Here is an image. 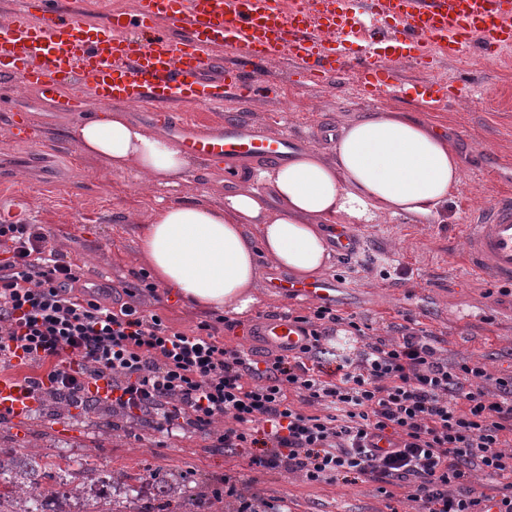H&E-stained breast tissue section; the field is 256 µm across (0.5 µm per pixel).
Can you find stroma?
Returning a JSON list of instances; mask_svg holds the SVG:
<instances>
[{
    "label": "stroma",
    "mask_w": 512,
    "mask_h": 512,
    "mask_svg": "<svg viewBox=\"0 0 512 512\" xmlns=\"http://www.w3.org/2000/svg\"><path fill=\"white\" fill-rule=\"evenodd\" d=\"M424 51L433 58L430 68L399 63L398 91L377 98L365 96L354 75L333 88L300 80L283 60L269 58L259 61L258 68L281 85V97L252 107L227 100L192 117L209 124L255 122L322 150L329 147L318 135L322 124L335 128L378 109L412 113L445 132L462 164V186L447 215L427 224L399 217L356 227L364 242L361 253L348 260L333 258L324 276L345 286L334 309L372 325L374 335L393 337L394 326L412 321L437 334L448 361L469 357L497 376L512 370V295L497 292L484 275L467 269L461 233L474 213L512 195V46L463 59L448 58L431 44ZM424 80L455 86L460 96L425 110L415 95ZM14 118L13 112L0 110V221L45 225L79 266L83 280L103 287L107 302H127L131 298L123 288L136 282L142 270L138 224L154 208L208 189L219 165L197 160L179 187H154L133 171L104 172L83 155L68 138L75 124L68 115L31 108L32 131L24 138L12 135ZM277 275L276 269L264 268L256 305L224 320V342L255 359L267 352L251 334L261 319L307 311L306 303L270 288ZM131 300L187 332L205 319L163 290L155 296L143 291ZM223 431L219 419L208 431L176 428L167 434L138 418L111 430L69 415L51 420L34 407L18 418L0 415V457L11 458L17 446L29 443L44 463L84 461L108 476L107 493L120 512H133L129 488L149 468L205 478L218 488L233 480L242 496L267 503L271 512L283 503L290 512H415L399 487L388 496L373 483L311 484L296 474L254 470L246 454L218 448Z\"/></svg>",
    "instance_id": "stroma-1"
}]
</instances>
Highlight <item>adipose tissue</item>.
Returning a JSON list of instances; mask_svg holds the SVG:
<instances>
[{"label": "adipose tissue", "mask_w": 512, "mask_h": 512, "mask_svg": "<svg viewBox=\"0 0 512 512\" xmlns=\"http://www.w3.org/2000/svg\"><path fill=\"white\" fill-rule=\"evenodd\" d=\"M85 155L110 172L137 171L178 187L192 160L172 140L107 108L71 128ZM462 186L459 157L431 123L380 110L341 124L329 149L216 180L198 198L159 207L138 233L153 282L202 312L237 316L257 301L263 265L306 279L332 259L340 227L388 217H440Z\"/></svg>", "instance_id": "obj_1"}]
</instances>
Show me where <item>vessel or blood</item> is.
Listing matches in <instances>:
<instances>
[{
    "instance_id": "vessel-or-blood-1",
    "label": "vessel or blood",
    "mask_w": 512,
    "mask_h": 512,
    "mask_svg": "<svg viewBox=\"0 0 512 512\" xmlns=\"http://www.w3.org/2000/svg\"><path fill=\"white\" fill-rule=\"evenodd\" d=\"M353 38L362 54H350ZM426 43L457 59L511 46L512 0H138L135 12L109 10L95 27L60 0H16L0 22V94L20 86L37 105L82 119L90 118L93 100L146 105L189 154L222 165L282 162L299 140L246 122L202 124L172 113L168 103L190 111L227 95L250 106L279 96L277 84L225 62V52L238 50L259 60L286 56L292 71L315 83L353 72L374 97L396 90L397 63L426 65ZM457 94L431 81L419 103L433 109ZM463 241L470 269L512 287V200L497 202L485 222L466 225ZM272 286L316 303L337 291L324 278L283 276ZM256 334L288 354L306 343L301 326L283 316L262 319ZM31 405L27 385L1 374L0 414L19 417Z\"/></svg>"
}]
</instances>
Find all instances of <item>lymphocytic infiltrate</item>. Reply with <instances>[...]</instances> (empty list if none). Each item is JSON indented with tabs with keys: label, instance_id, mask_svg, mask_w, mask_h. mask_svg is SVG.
Wrapping results in <instances>:
<instances>
[{
	"label": "lymphocytic infiltrate",
	"instance_id": "lymphocytic-infiltrate-1",
	"mask_svg": "<svg viewBox=\"0 0 512 512\" xmlns=\"http://www.w3.org/2000/svg\"><path fill=\"white\" fill-rule=\"evenodd\" d=\"M0 246V357L44 367L31 392L80 398L102 384L115 406L155 410L161 432L227 418L219 444L256 470L403 485L417 512H484L490 500L512 512V373L441 358L436 335L414 323L368 337L367 323L322 304L295 317L307 336L299 352L254 359L209 322L188 333L99 290L75 293L79 269L41 225L0 224ZM341 330L363 348L330 355ZM373 436L394 449L373 453ZM478 473L489 491L475 489Z\"/></svg>",
	"mask_w": 512,
	"mask_h": 512
}]
</instances>
